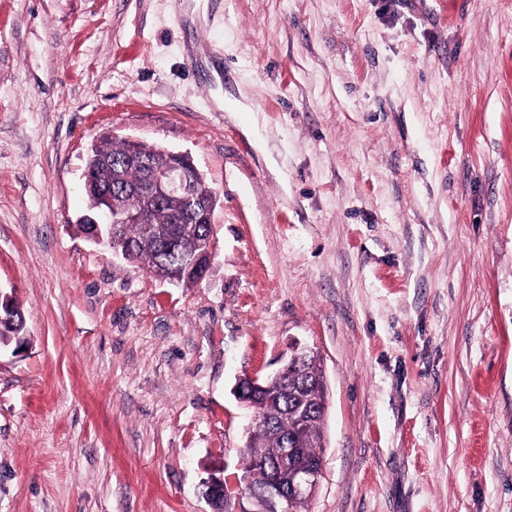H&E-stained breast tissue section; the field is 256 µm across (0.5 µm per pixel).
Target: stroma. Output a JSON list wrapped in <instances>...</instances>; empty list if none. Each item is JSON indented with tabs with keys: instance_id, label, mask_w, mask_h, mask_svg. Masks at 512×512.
<instances>
[{
	"instance_id": "stroma-1",
	"label": "stroma",
	"mask_w": 512,
	"mask_h": 512,
	"mask_svg": "<svg viewBox=\"0 0 512 512\" xmlns=\"http://www.w3.org/2000/svg\"><path fill=\"white\" fill-rule=\"evenodd\" d=\"M104 133L215 188L197 285L77 231ZM0 289V512H211L293 339L302 512H512V0H0ZM20 304L11 299L10 308L2 312L0 320V348L14 344L16 347L26 342V323Z\"/></svg>"
}]
</instances>
